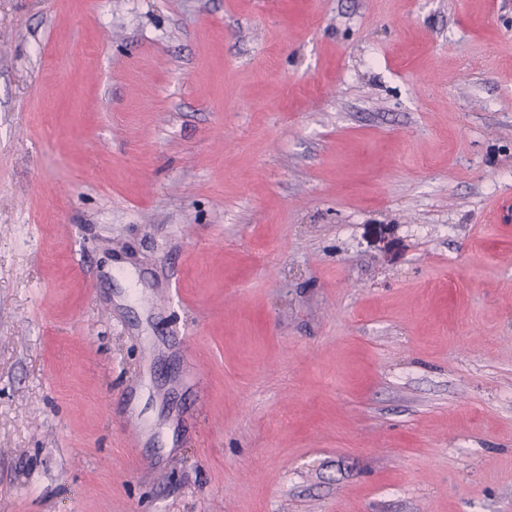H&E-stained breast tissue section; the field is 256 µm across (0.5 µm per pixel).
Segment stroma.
<instances>
[{
  "label": "stroma",
  "instance_id": "35a3bbf8",
  "mask_svg": "<svg viewBox=\"0 0 512 512\" xmlns=\"http://www.w3.org/2000/svg\"><path fill=\"white\" fill-rule=\"evenodd\" d=\"M0 512H512V0H0Z\"/></svg>",
  "mask_w": 512,
  "mask_h": 512
}]
</instances>
